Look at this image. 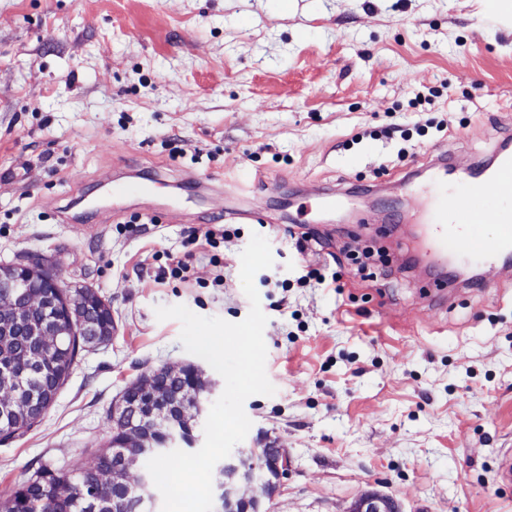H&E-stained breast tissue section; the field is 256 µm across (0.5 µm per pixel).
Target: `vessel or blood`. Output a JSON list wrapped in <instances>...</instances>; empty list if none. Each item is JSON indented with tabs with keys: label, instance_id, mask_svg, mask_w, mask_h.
I'll list each match as a JSON object with an SVG mask.
<instances>
[{
	"label": "vessel or blood",
	"instance_id": "1",
	"mask_svg": "<svg viewBox=\"0 0 512 512\" xmlns=\"http://www.w3.org/2000/svg\"><path fill=\"white\" fill-rule=\"evenodd\" d=\"M451 182H436L422 207L424 235L435 254H455L492 273L501 256L512 252V153H502L494 168L479 174L460 165ZM497 225L487 235L485 225Z\"/></svg>",
	"mask_w": 512,
	"mask_h": 512
}]
</instances>
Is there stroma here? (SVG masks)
<instances>
[{
	"mask_svg": "<svg viewBox=\"0 0 512 512\" xmlns=\"http://www.w3.org/2000/svg\"><path fill=\"white\" fill-rule=\"evenodd\" d=\"M507 137L512 21L492 0H0V264L43 259L116 325L38 423L0 439V490L106 447L149 371L191 365L223 391L155 309L243 320L256 232L274 258L254 284L276 392L245 401L241 446L290 460L268 512H350L368 491L402 512H512V275L424 276L443 261L414 245L407 192L435 155L478 162ZM134 178L152 192L113 199ZM210 224L231 237L187 244ZM172 255L186 278L161 277ZM313 268L338 287L304 284Z\"/></svg>",
	"mask_w": 512,
	"mask_h": 512,
	"instance_id": "35a3bbf8",
	"label": "stroma"
}]
</instances>
